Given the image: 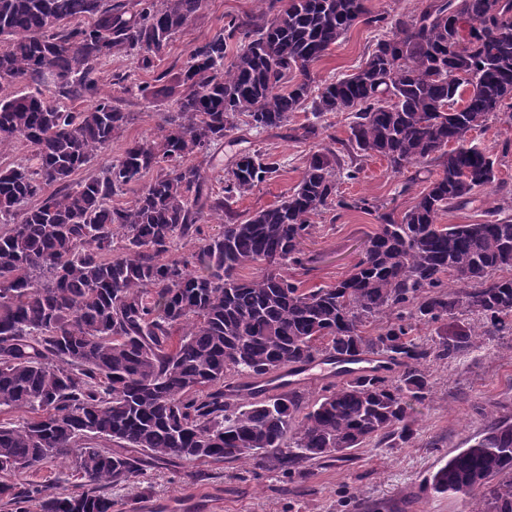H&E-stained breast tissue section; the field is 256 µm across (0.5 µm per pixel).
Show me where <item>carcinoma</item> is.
Segmentation results:
<instances>
[{
  "label": "carcinoma",
  "instance_id": "cac0c4a2",
  "mask_svg": "<svg viewBox=\"0 0 512 512\" xmlns=\"http://www.w3.org/2000/svg\"><path fill=\"white\" fill-rule=\"evenodd\" d=\"M194 46L177 73L137 85L171 110L149 137L127 145L101 175H72L131 121L100 94L102 67L119 55L156 61L204 0H0V86L51 84L0 95V502L10 512H112L114 484L144 474L146 459L266 461L301 479L305 464L373 442L411 439V401L432 392L430 365L512 335V197L479 224H440L495 182V161L471 133L512 111V0H425L416 14H373L364 0H261ZM383 24L358 72L315 90L310 67L354 25ZM229 64H224L227 50ZM91 99L75 111L67 101ZM293 129L312 141L301 178L277 204L238 221L231 202L277 176L260 149L239 152L223 186L193 160L244 122ZM349 115L350 135L323 137L321 118ZM380 157L394 174L439 168L414 206L380 215L363 258L336 283L305 288L286 269L304 265L313 219L338 209L377 211L347 199L357 160ZM151 180L141 183L147 174ZM136 198H112L132 184ZM224 226L198 250L200 225ZM264 272L239 277L245 265ZM478 315L476 331L460 317ZM381 324L373 335L366 327ZM437 325L436 335L415 334ZM322 354L375 366L330 384L307 405L301 392L262 395L285 366ZM120 450L100 448L93 440ZM65 462L86 489L59 496L6 480ZM426 489L467 496L471 512H512V420L494 418L432 473Z\"/></svg>",
  "mask_w": 512,
  "mask_h": 512
}]
</instances>
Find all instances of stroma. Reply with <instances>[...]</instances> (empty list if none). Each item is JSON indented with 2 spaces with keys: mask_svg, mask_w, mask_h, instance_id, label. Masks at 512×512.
Listing matches in <instances>:
<instances>
[{
  "mask_svg": "<svg viewBox=\"0 0 512 512\" xmlns=\"http://www.w3.org/2000/svg\"><path fill=\"white\" fill-rule=\"evenodd\" d=\"M261 0H205L202 10L170 42L159 69L183 66L190 50L211 39L233 17L257 15ZM384 28L364 23L353 26L328 54L312 68L315 86L359 70L367 54L383 38ZM101 88L114 106L131 113L124 135L73 174L80 182L100 174L120 157L131 142L156 131L170 105L158 97L143 100L123 92L116 78L135 85L152 81V73L139 70L134 59L116 56L104 67ZM474 138L495 161L497 182L478 191L474 203L439 217L443 224L482 222L484 212L497 203V188L512 189V118L500 113ZM263 148L277 155V177L260 184L233 203L239 219L268 207L286 196L299 181L311 154L308 143L279 134L259 133L240 126L216 147L202 168L209 185L219 183L235 155L245 149ZM402 176L390 171L385 160H364L355 180H343L338 190L346 198L365 197L404 212L424 188L415 181L401 192ZM379 222L377 213L337 210L315 220L313 236L305 244L308 262L292 269L293 279L305 287L318 288L349 275L362 257L363 242ZM433 391L429 398L411 404L416 420L414 436L395 448L366 446L347 451L342 460L322 458L308 462V478H288L268 464L253 460L235 462H152L144 475L111 488L113 512H144L151 505L174 501L217 505V512H469L468 498L426 490L429 475L466 448L469 439L481 433L494 417H512V336L477 344L453 361L432 363ZM13 482L45 484L54 492H79L82 480L71 469L44 465L13 475Z\"/></svg>",
  "mask_w": 512,
  "mask_h": 512,
  "instance_id": "1",
  "label": "stroma"
}]
</instances>
